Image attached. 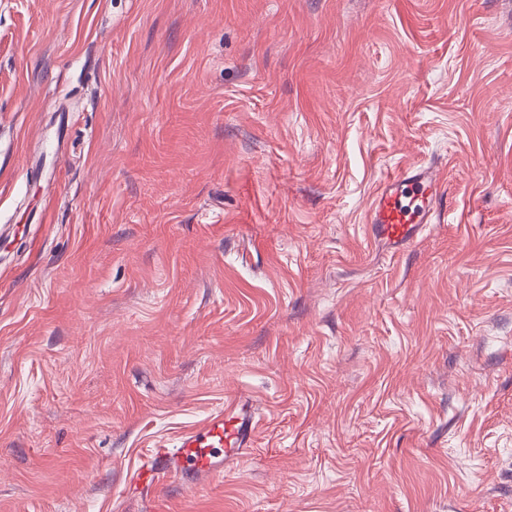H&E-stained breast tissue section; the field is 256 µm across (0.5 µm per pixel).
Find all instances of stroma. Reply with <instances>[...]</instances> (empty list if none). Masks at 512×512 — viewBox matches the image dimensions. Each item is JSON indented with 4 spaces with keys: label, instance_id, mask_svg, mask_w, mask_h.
I'll return each instance as SVG.
<instances>
[{
    "label": "stroma",
    "instance_id": "stroma-1",
    "mask_svg": "<svg viewBox=\"0 0 512 512\" xmlns=\"http://www.w3.org/2000/svg\"><path fill=\"white\" fill-rule=\"evenodd\" d=\"M234 396L170 512H512V0H0V512H149ZM444 192L427 167L408 168L387 178L368 210L372 234L391 244L413 241L426 227L434 204ZM250 407L241 397L228 399L201 431L180 437L177 448L157 444L149 450L147 462L130 478L131 486L148 491L176 481L187 471L212 475L218 463L212 460V448L224 447L227 461L247 452L252 448L253 437Z\"/></svg>",
    "mask_w": 512,
    "mask_h": 512
}]
</instances>
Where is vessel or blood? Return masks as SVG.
Returning a JSON list of instances; mask_svg holds the SVG:
<instances>
[{"mask_svg":"<svg viewBox=\"0 0 512 512\" xmlns=\"http://www.w3.org/2000/svg\"><path fill=\"white\" fill-rule=\"evenodd\" d=\"M444 189L426 167H412L387 178L369 210L372 234L392 244L413 241L423 230ZM253 427L249 403L241 398L225 401L201 431L181 437L177 447L158 444L130 479L132 487L151 489L176 481L184 472L210 475L216 470L213 449L231 460L252 447Z\"/></svg>","mask_w":512,"mask_h":512,"instance_id":"b4317fda","label":"vessel or blood"}]
</instances>
